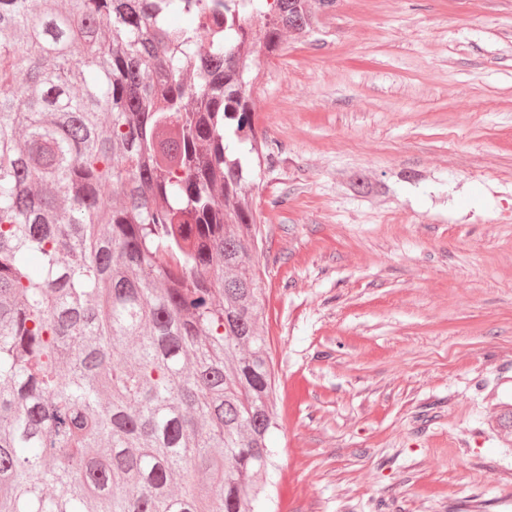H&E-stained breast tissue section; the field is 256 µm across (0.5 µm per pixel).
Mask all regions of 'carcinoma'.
<instances>
[{
    "label": "carcinoma",
    "instance_id": "carcinoma-1",
    "mask_svg": "<svg viewBox=\"0 0 512 512\" xmlns=\"http://www.w3.org/2000/svg\"><path fill=\"white\" fill-rule=\"evenodd\" d=\"M332 3L0 0V512H252V70Z\"/></svg>",
    "mask_w": 512,
    "mask_h": 512
}]
</instances>
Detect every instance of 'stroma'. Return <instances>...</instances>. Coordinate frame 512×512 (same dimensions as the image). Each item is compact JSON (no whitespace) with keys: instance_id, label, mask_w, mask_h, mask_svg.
Returning a JSON list of instances; mask_svg holds the SVG:
<instances>
[{"instance_id":"stroma-1","label":"stroma","mask_w":512,"mask_h":512,"mask_svg":"<svg viewBox=\"0 0 512 512\" xmlns=\"http://www.w3.org/2000/svg\"><path fill=\"white\" fill-rule=\"evenodd\" d=\"M256 97V512H512V0H336Z\"/></svg>"}]
</instances>
